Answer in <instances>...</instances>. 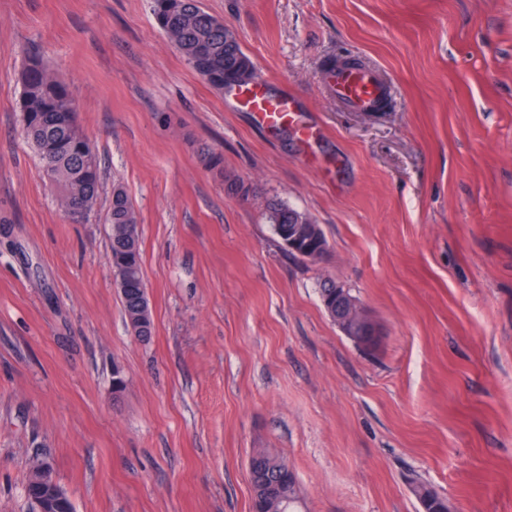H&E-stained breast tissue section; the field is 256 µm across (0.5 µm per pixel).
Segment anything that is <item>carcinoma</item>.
Here are the masks:
<instances>
[{
  "label": "carcinoma",
  "instance_id": "carcinoma-1",
  "mask_svg": "<svg viewBox=\"0 0 512 512\" xmlns=\"http://www.w3.org/2000/svg\"><path fill=\"white\" fill-rule=\"evenodd\" d=\"M157 23L171 43L185 56L197 73L217 79L212 86L244 85L252 80L253 64L234 33L224 21L205 11L200 0H153ZM23 93L21 125L26 138L36 148L47 177L55 184L63 210H71L70 220L81 223L92 211L101 183V163L97 151L79 127L77 104L70 86L59 79L36 55L28 58L21 75ZM268 222L283 245H288V225L311 224L307 215L280 202L265 205ZM112 224L110 256L112 268L126 276L120 299L127 322L137 317L145 321V336L152 334V314L142 270L138 229L126 235L123 225L136 223L135 209L125 189L112 186L107 213ZM253 505L259 512L272 508L294 512L297 483L288 465L277 455L260 449L249 460ZM413 491L422 501H431L448 512L445 500L424 483ZM26 494L34 512H73L67 496L51 493L28 478Z\"/></svg>",
  "mask_w": 512,
  "mask_h": 512
}]
</instances>
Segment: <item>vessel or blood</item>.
<instances>
[{
  "label": "vessel or blood",
  "instance_id": "obj_1",
  "mask_svg": "<svg viewBox=\"0 0 512 512\" xmlns=\"http://www.w3.org/2000/svg\"><path fill=\"white\" fill-rule=\"evenodd\" d=\"M331 83L337 101L356 112L373 110L385 94L375 72L364 66L336 68L331 75ZM234 94L239 103L255 112L259 122L269 130L290 127L305 141L317 133L316 126L305 121L303 108L292 94L274 95L267 91L265 85L256 83L236 87Z\"/></svg>",
  "mask_w": 512,
  "mask_h": 512
}]
</instances>
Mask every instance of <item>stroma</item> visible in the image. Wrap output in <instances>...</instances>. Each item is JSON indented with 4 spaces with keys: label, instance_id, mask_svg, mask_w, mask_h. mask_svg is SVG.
Here are the masks:
<instances>
[{
    "label": "stroma",
    "instance_id": "stroma-1",
    "mask_svg": "<svg viewBox=\"0 0 512 512\" xmlns=\"http://www.w3.org/2000/svg\"><path fill=\"white\" fill-rule=\"evenodd\" d=\"M200 2L319 139L207 84L152 0H0V512H32L40 460L74 512H250L258 448L294 471L301 512H423L414 479L448 512H512V0ZM33 53L102 160L79 224L22 134ZM344 60L388 86L383 111L336 101ZM208 152L248 194H225ZM116 184L146 340L110 263ZM271 199L319 224L321 262L286 251ZM325 278L375 350L329 318ZM107 222L112 224L110 238V258L112 268L126 276L124 287L120 290V299L127 323L141 316L147 331L138 335L140 327L129 325L134 335L147 336L152 334V314L147 294V287L142 270L138 228H133L130 236L123 230L125 224H136L135 209L125 189L113 185L112 199L107 213ZM336 286L334 288L333 285ZM319 295L324 309L327 312V302L336 311V322L344 328H363L372 338L376 340L379 332L374 323L369 320L366 309L357 300L348 299L345 288L330 279H324L319 283ZM328 313V312H327Z\"/></svg>",
    "mask_w": 512,
    "mask_h": 512
}]
</instances>
